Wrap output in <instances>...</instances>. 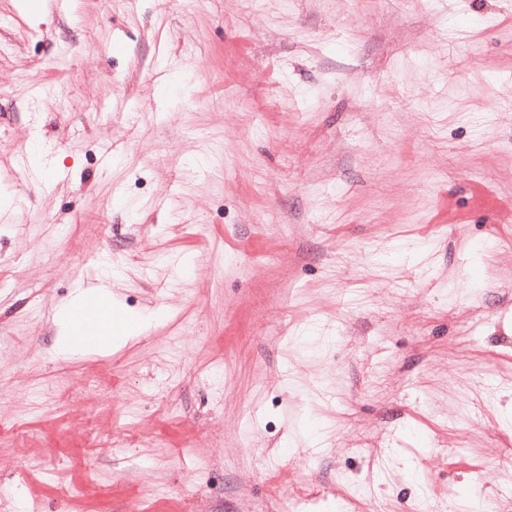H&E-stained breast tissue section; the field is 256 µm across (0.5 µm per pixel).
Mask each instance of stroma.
<instances>
[{
    "mask_svg": "<svg viewBox=\"0 0 512 512\" xmlns=\"http://www.w3.org/2000/svg\"><path fill=\"white\" fill-rule=\"evenodd\" d=\"M5 200L0 512H512V0H0ZM89 291L77 288V291L65 302L58 306L56 319L58 322L57 348L60 351L79 349L75 341V327L72 324L73 314L86 306V296ZM92 292L98 297L99 308L87 313L84 322L86 330L112 323L113 314L120 311L117 300L109 290L100 288L94 289ZM78 343L81 349L100 351L112 342V325L109 324L93 332H78Z\"/></svg>",
    "mask_w": 512,
    "mask_h": 512,
    "instance_id": "35a3bbf8",
    "label": "stroma"
}]
</instances>
